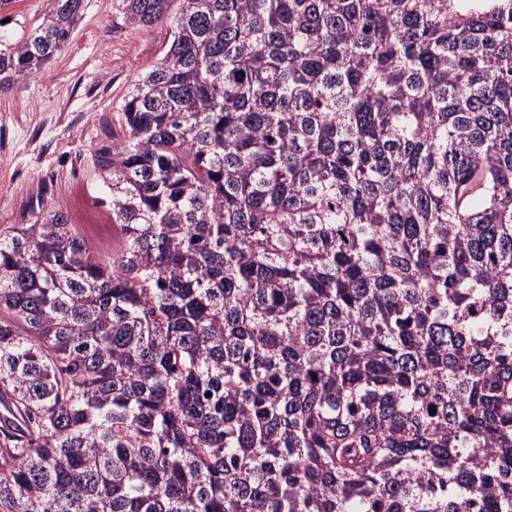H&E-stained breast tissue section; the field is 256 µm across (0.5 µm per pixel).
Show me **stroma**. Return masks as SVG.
<instances>
[{"instance_id": "stroma-1", "label": "stroma", "mask_w": 512, "mask_h": 512, "mask_svg": "<svg viewBox=\"0 0 512 512\" xmlns=\"http://www.w3.org/2000/svg\"><path fill=\"white\" fill-rule=\"evenodd\" d=\"M70 43L37 76L0 90V225L30 224L68 213L76 191L109 215L96 151L112 137V115L133 85L161 58L166 25L135 26L122 0H86ZM56 0H12L0 11V36L30 30Z\"/></svg>"}]
</instances>
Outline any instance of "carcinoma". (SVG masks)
<instances>
[{
	"mask_svg": "<svg viewBox=\"0 0 512 512\" xmlns=\"http://www.w3.org/2000/svg\"><path fill=\"white\" fill-rule=\"evenodd\" d=\"M122 2L118 244L0 229V512H512V0Z\"/></svg>",
	"mask_w": 512,
	"mask_h": 512,
	"instance_id": "obj_1",
	"label": "carcinoma"
}]
</instances>
